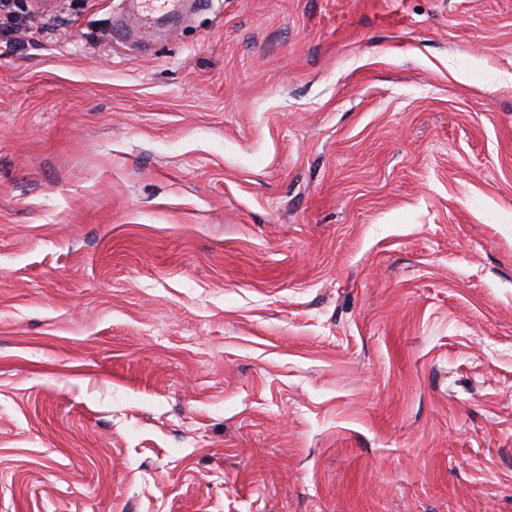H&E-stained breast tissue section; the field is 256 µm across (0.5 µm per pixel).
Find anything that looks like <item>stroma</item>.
I'll return each mask as SVG.
<instances>
[{"label": "stroma", "instance_id": "stroma-1", "mask_svg": "<svg viewBox=\"0 0 512 512\" xmlns=\"http://www.w3.org/2000/svg\"><path fill=\"white\" fill-rule=\"evenodd\" d=\"M0 5V512H512V0ZM184 0H135V9L141 26L144 30L151 27L154 14L161 12L170 16H177L182 11Z\"/></svg>", "mask_w": 512, "mask_h": 512}]
</instances>
